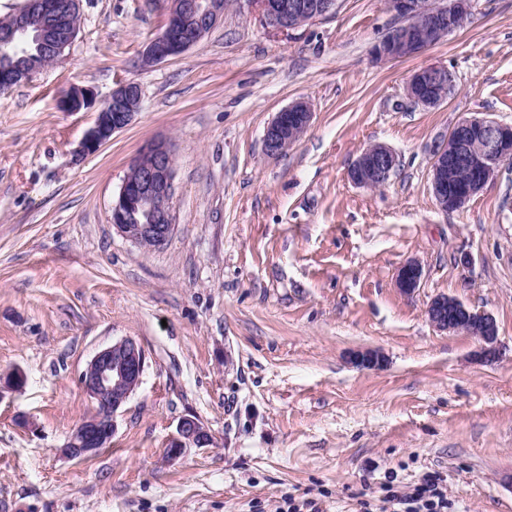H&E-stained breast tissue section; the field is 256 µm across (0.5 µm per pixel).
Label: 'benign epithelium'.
Wrapping results in <instances>:
<instances>
[{"label": "benign epithelium", "mask_w": 512, "mask_h": 512, "mask_svg": "<svg viewBox=\"0 0 512 512\" xmlns=\"http://www.w3.org/2000/svg\"><path fill=\"white\" fill-rule=\"evenodd\" d=\"M259 4L265 24L275 30H292L324 17L335 10L336 0H253ZM419 0H386L387 9L404 22L394 27L374 47L380 61L414 56L443 40L453 31L448 16L463 20L470 13L468 0H448L442 8L424 13L416 20ZM226 0H166L161 31L143 50L141 62L151 67L185 53L199 42L200 33L213 28L223 17ZM80 11V0H23L11 13V24L0 27V49L13 48L20 34L36 38L44 52L58 59L73 44L78 28L64 24L63 16ZM37 70L16 59L0 67V88L8 89L31 80ZM455 90L453 74L444 66H426L416 71L407 84V96L423 107H435ZM142 98L141 87L123 83L97 108L93 125L85 133L78 154H91L110 142L112 136L128 127ZM94 104L89 88H72L60 99L62 109L78 112ZM313 118L310 103L297 100L268 124L263 138L265 153L277 157L283 147L297 142ZM512 161V126L486 117L470 116L457 122L434 147L431 159L432 193L443 211L464 208L487 184L495 181L500 167ZM399 166L398 155L390 147L375 144L366 148L349 171L351 181L373 189L386 184ZM136 177H126L112 201V226L135 245H165L173 232L171 200L174 194V164L163 141L148 145L130 164ZM422 267L406 262L397 275V287L405 295L419 288ZM430 322L441 331L463 332L481 345L487 361L499 358L498 330L488 313H475L460 300L440 296L429 304ZM363 367H377L383 357L376 350L354 353ZM146 357L132 338L121 339L98 351L81 373L80 383L95 404L94 411L72 430L64 453L72 459H85L108 446L116 431V415L138 389ZM26 374L13 368L0 374L3 390L20 391ZM214 443L210 430L194 415L180 419L170 437L167 454L180 456L192 446Z\"/></svg>", "instance_id": "1"}]
</instances>
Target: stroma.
I'll return each mask as SVG.
<instances>
[{
  "label": "stroma",
  "mask_w": 512,
  "mask_h": 512,
  "mask_svg": "<svg viewBox=\"0 0 512 512\" xmlns=\"http://www.w3.org/2000/svg\"><path fill=\"white\" fill-rule=\"evenodd\" d=\"M163 0H81L77 37L31 81L0 93V512H381L387 481L438 474L449 512H512V165L460 211L431 188V152L463 117L512 125V0H473L442 42L407 59L372 49L398 17L385 0H337L288 32L232 0L179 57L141 53ZM455 93L424 108L406 95L422 67ZM142 88L130 126L78 156L96 101ZM308 99L302 139L268 157L276 112ZM153 141L175 159L174 230L144 248L112 226L130 161ZM384 143L400 166L382 188L348 173ZM418 261L413 295L396 278ZM493 315L500 358L434 328L433 298ZM131 338L142 383L110 447L64 455L94 404L80 375ZM378 351L364 368L353 352ZM212 432L176 459L179 420ZM27 415L34 429L18 425ZM62 109L69 112H78L94 104V94L89 88H72L60 101Z\"/></svg>",
  "instance_id": "1"
}]
</instances>
